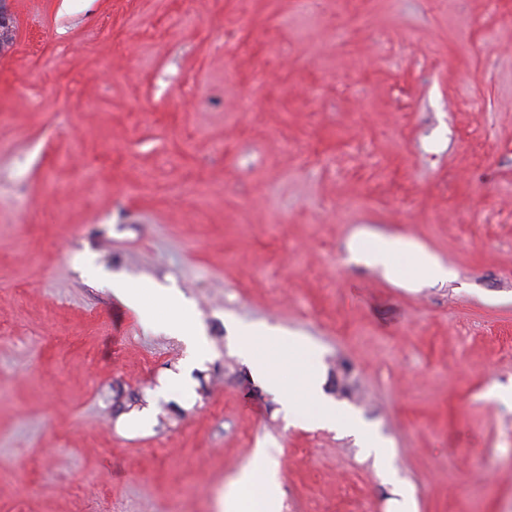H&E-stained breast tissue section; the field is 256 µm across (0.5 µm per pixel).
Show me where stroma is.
<instances>
[{
	"instance_id": "stroma-1",
	"label": "stroma",
	"mask_w": 512,
	"mask_h": 512,
	"mask_svg": "<svg viewBox=\"0 0 512 512\" xmlns=\"http://www.w3.org/2000/svg\"><path fill=\"white\" fill-rule=\"evenodd\" d=\"M11 9L0 512H221L258 449L279 512H512V0ZM368 234L417 248L389 276ZM268 326L381 454L285 414ZM112 288L115 295L135 311L143 323L149 324L151 322V314L138 288H131L130 284L123 280L112 282Z\"/></svg>"
}]
</instances>
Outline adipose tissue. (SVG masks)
Returning <instances> with one entry per match:
<instances>
[{"label":"adipose tissue","instance_id":"adipose-tissue-1","mask_svg":"<svg viewBox=\"0 0 512 512\" xmlns=\"http://www.w3.org/2000/svg\"><path fill=\"white\" fill-rule=\"evenodd\" d=\"M242 341L252 359L256 373L281 396L284 404L294 399H302L309 409L310 417L319 424H337L355 428L354 418L327 402L321 392V376L306 362H298L294 382H285L272 365L269 350L272 345H280L291 351L299 346L279 329H243ZM279 485V465L266 459L261 465L243 468L224 497V512H276V491Z\"/></svg>","mask_w":512,"mask_h":512}]
</instances>
